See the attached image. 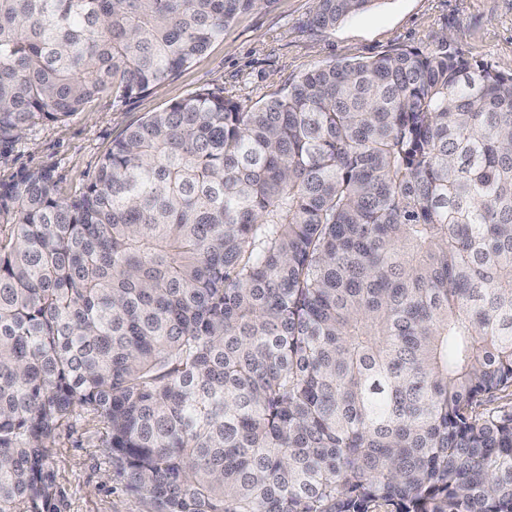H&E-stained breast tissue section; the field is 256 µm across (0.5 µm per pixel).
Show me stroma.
<instances>
[{
	"mask_svg": "<svg viewBox=\"0 0 512 512\" xmlns=\"http://www.w3.org/2000/svg\"><path fill=\"white\" fill-rule=\"evenodd\" d=\"M315 9V0H274L239 16L223 39L147 94L122 101L103 96L67 120L29 127L0 145V182L49 167L62 196H73L128 127L203 88L254 104L315 66L400 48L426 51L441 38L471 62L512 70V0H375L328 30L310 27ZM103 435L101 422L82 418L74 431L55 437L66 512H153L148 499L128 493L113 477Z\"/></svg>",
	"mask_w": 512,
	"mask_h": 512,
	"instance_id": "stroma-1",
	"label": "stroma"
}]
</instances>
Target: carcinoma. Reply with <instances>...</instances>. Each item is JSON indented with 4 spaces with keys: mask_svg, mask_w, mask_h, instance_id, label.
<instances>
[{
    "mask_svg": "<svg viewBox=\"0 0 512 512\" xmlns=\"http://www.w3.org/2000/svg\"><path fill=\"white\" fill-rule=\"evenodd\" d=\"M272 0H0V145ZM375 0H317L330 29ZM512 72L448 41L174 101L0 183V512L86 415L155 512H512Z\"/></svg>",
    "mask_w": 512,
    "mask_h": 512,
    "instance_id": "cac0c4a2",
    "label": "carcinoma"
}]
</instances>
